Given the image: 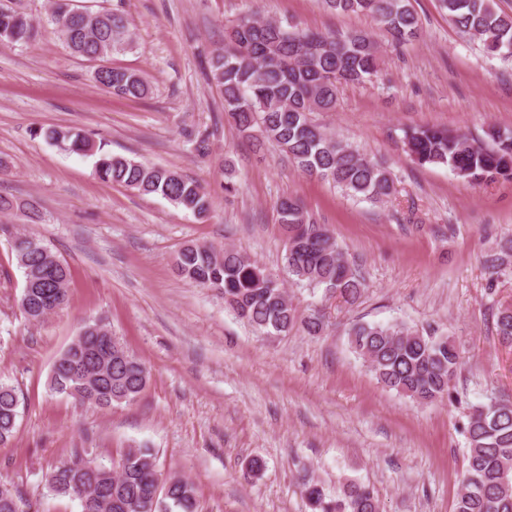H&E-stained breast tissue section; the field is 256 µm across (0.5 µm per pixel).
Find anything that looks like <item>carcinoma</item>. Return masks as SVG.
<instances>
[{
  "label": "carcinoma",
  "instance_id": "carcinoma-1",
  "mask_svg": "<svg viewBox=\"0 0 512 512\" xmlns=\"http://www.w3.org/2000/svg\"><path fill=\"white\" fill-rule=\"evenodd\" d=\"M448 22L477 41L486 54L512 57V13L496 0H439ZM337 13H361L374 28L345 34L302 30L289 23L239 17L224 36V48L210 59V76L224 97L225 116L257 146L275 143L295 167L340 188L353 199L382 203L395 191L392 174L358 148L336 139L314 124V112L336 111L340 89L377 77L383 55L376 32L394 46L419 35L421 22L411 0H322ZM50 21L75 55L100 59L136 47L131 22L117 10H76L67 0H54ZM36 29L33 18L0 7V42L27 43ZM96 82L121 97L143 98L150 86L135 71L107 67ZM46 137L70 153L96 157L94 175L141 195H160L171 204L203 218L210 209L207 194L174 170L115 155L73 129H51ZM404 144L421 166L446 165L458 176L478 184L512 179V129L490 126L485 140L418 126L404 130ZM23 211L38 216L36 206L0 195V212ZM279 223L286 234L285 266L292 280L323 289L347 303L357 302L367 284L339 246L329 228L312 219L299 199L277 203ZM24 279L19 300L25 316L43 322L67 302L69 269L36 236L0 225ZM512 240L487 256L491 273L509 264ZM178 275L217 291L224 305L254 331L286 333L296 327L309 335L323 329L319 317L298 316L274 276L235 248L188 242L177 252ZM501 345L512 348V305L496 316ZM352 351L385 389L420 403L452 397L461 365L459 348L449 336L405 324L357 323L349 331ZM146 366L131 354L100 320L86 323L55 361L50 391L73 398L82 406L111 407L131 403L147 385ZM19 397L0 380V445L15 438ZM467 467L455 512H512V402L497 400L469 409L462 426ZM91 460L80 453L49 475L48 489L80 501L82 512H198L192 481L174 476L159 495L156 457L149 448L124 451L118 477L105 469H85ZM302 493L311 512H380L373 491L346 482L329 494L317 481L305 478ZM19 493L0 484V512H19Z\"/></svg>",
  "mask_w": 512,
  "mask_h": 512
}]
</instances>
